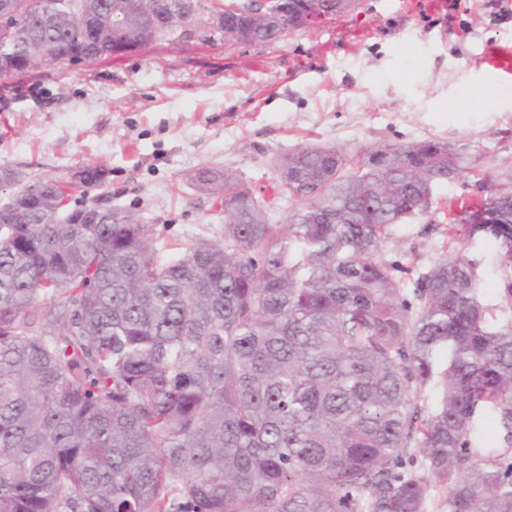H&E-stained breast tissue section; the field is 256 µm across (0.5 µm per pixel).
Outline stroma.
Masks as SVG:
<instances>
[{
	"mask_svg": "<svg viewBox=\"0 0 512 512\" xmlns=\"http://www.w3.org/2000/svg\"><path fill=\"white\" fill-rule=\"evenodd\" d=\"M494 47L512 48V0H362L323 27L250 46L206 29L170 34L115 62L0 81V167L28 179L102 168L103 185L75 202L97 199L152 226L168 258L223 232V210L188 181L200 167L263 190L279 222L296 202L277 196L274 163L297 147L353 154L435 140L454 149L462 173L438 184L430 215L405 218L385 247L423 268L446 253L429 221L443 222L476 181L491 194L512 173V74L485 63ZM462 251L479 263L494 318H512L492 243Z\"/></svg>",
	"mask_w": 512,
	"mask_h": 512,
	"instance_id": "stroma-1",
	"label": "stroma"
}]
</instances>
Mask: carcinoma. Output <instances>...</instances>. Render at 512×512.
I'll list each match as a JSON object with an SVG mask.
<instances>
[{"label": "carcinoma", "mask_w": 512, "mask_h": 512, "mask_svg": "<svg viewBox=\"0 0 512 512\" xmlns=\"http://www.w3.org/2000/svg\"><path fill=\"white\" fill-rule=\"evenodd\" d=\"M165 36L160 0H49ZM226 15L243 27L250 0ZM21 30L52 51L0 69L112 61L103 40ZM462 172L433 140L346 155L303 145L276 162L301 202L284 223L237 176L188 177L224 205V235L157 258L152 228L120 211L58 224L74 187L15 185L0 224V512H512V321L493 322L477 263L486 238L512 270V187L449 204L448 255L418 271L381 253L435 185ZM438 397L424 405L427 391ZM490 413L501 448H476Z\"/></svg>", "instance_id": "1"}]
</instances>
